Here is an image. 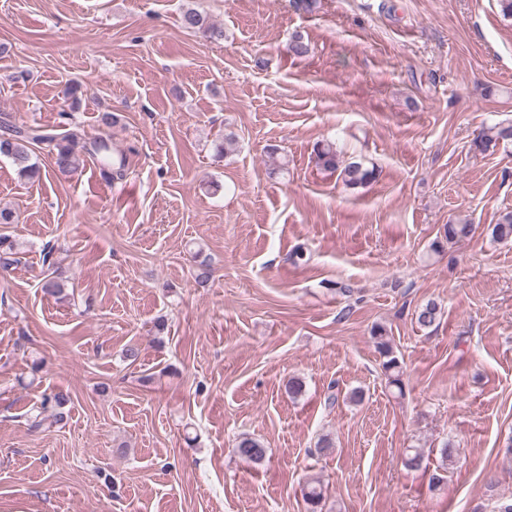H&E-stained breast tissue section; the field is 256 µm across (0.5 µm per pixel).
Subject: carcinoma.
<instances>
[{
	"label": "carcinoma",
	"instance_id": "carcinoma-1",
	"mask_svg": "<svg viewBox=\"0 0 512 512\" xmlns=\"http://www.w3.org/2000/svg\"><path fill=\"white\" fill-rule=\"evenodd\" d=\"M182 24L189 30H202L213 39L224 38V30L211 25L206 16L195 9L189 8L183 12ZM10 128V131L0 137V154L8 156L20 166V172L28 177L37 173V167L31 163V146L44 144L54 158L58 171L65 174L77 169L84 161L85 155L97 159L100 169L112 181L123 176L124 163L117 162L112 157V151L106 140L95 139L90 145L79 144L76 134L71 132L49 133L45 130L18 126L8 120L0 122ZM512 140V125H494L486 129L482 136L474 142L475 148L485 152L500 142ZM315 163L320 168L339 173L343 184L349 188L363 187L376 178V171L368 168L358 161L344 162L340 151L333 143L321 142L314 150ZM472 231L469 224H446L443 226V239L432 243L434 250L443 248V243L454 242L467 238ZM491 238L495 241H507L512 238V212L501 216L499 222L491 228ZM19 262L16 243L7 235H0V269L8 270ZM442 308L439 303L429 300L421 305L416 313V320L420 327L428 329L441 317ZM376 348L383 358L382 370L388 385L404 393L402 381V366L395 354L387 330L382 326L375 327L373 331ZM68 402L67 395L57 392L43 398L37 412L29 417L30 427L40 429L46 425L51 426L63 420L61 408ZM57 409L55 413H48V408ZM237 453L244 460L258 463L265 456L266 448L257 439L243 436L237 443Z\"/></svg>",
	"mask_w": 512,
	"mask_h": 512
}]
</instances>
